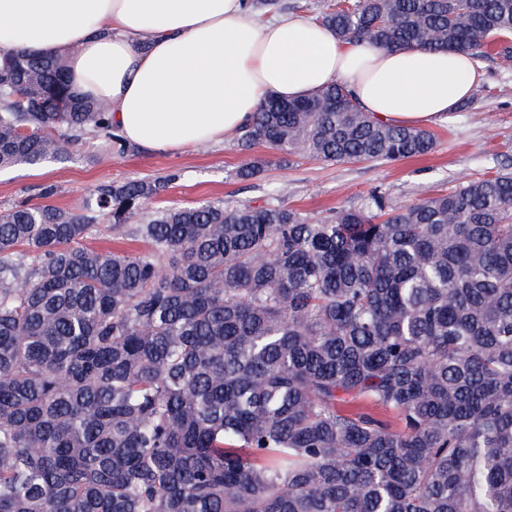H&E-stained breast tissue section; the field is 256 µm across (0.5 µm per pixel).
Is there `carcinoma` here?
Wrapping results in <instances>:
<instances>
[{"instance_id": "obj_1", "label": "carcinoma", "mask_w": 512, "mask_h": 512, "mask_svg": "<svg viewBox=\"0 0 512 512\" xmlns=\"http://www.w3.org/2000/svg\"><path fill=\"white\" fill-rule=\"evenodd\" d=\"M348 43L512 55V0H330ZM63 55L0 46V169L130 148ZM284 162L434 134L333 83L239 132ZM0 212V512H512V171L310 216L276 198ZM145 248L98 251L100 227Z\"/></svg>"}]
</instances>
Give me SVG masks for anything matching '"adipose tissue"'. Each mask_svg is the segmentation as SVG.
Instances as JSON below:
<instances>
[{
  "label": "adipose tissue",
  "mask_w": 512,
  "mask_h": 512,
  "mask_svg": "<svg viewBox=\"0 0 512 512\" xmlns=\"http://www.w3.org/2000/svg\"><path fill=\"white\" fill-rule=\"evenodd\" d=\"M0 45L66 54L71 84L108 105L128 143L172 155L236 134L270 94L338 82L364 111L416 126L481 79L461 53L348 44L311 17L261 21L243 0H0Z\"/></svg>",
  "instance_id": "adipose-tissue-1"
}]
</instances>
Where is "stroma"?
I'll return each instance as SVG.
<instances>
[{
  "instance_id": "35a3bbf8",
  "label": "stroma",
  "mask_w": 512,
  "mask_h": 512,
  "mask_svg": "<svg viewBox=\"0 0 512 512\" xmlns=\"http://www.w3.org/2000/svg\"><path fill=\"white\" fill-rule=\"evenodd\" d=\"M481 94L471 96L448 117L428 123L436 147L428 155L392 163H319L296 159L281 162L264 147L239 150L235 138L202 145L183 154H149L131 147L113 153L104 139L87 137L71 157L32 167L18 165L0 171V211L22 203L40 202L42 187L55 186L52 205L79 209L89 188L105 182L166 181L150 208L193 206L210 200L233 207L263 203L280 193L288 205L311 214L360 206L373 190H380L394 205L403 206L426 195L454 187L501 169L512 170V58L482 60ZM264 161L261 175L238 178V169ZM176 181H169L170 173Z\"/></svg>"
}]
</instances>
